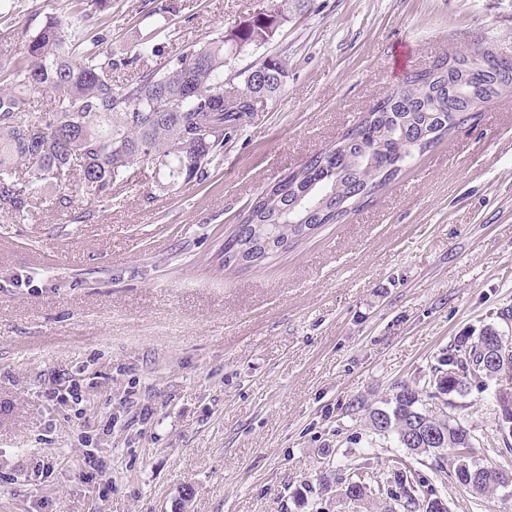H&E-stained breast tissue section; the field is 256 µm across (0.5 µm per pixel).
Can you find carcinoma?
<instances>
[{
	"label": "carcinoma",
	"mask_w": 512,
	"mask_h": 512,
	"mask_svg": "<svg viewBox=\"0 0 512 512\" xmlns=\"http://www.w3.org/2000/svg\"><path fill=\"white\" fill-rule=\"evenodd\" d=\"M109 0H81L65 22L47 16L34 32L28 27L0 33V209L21 222L33 207L38 186L55 189L52 206L83 204L73 219H92L97 207L112 201V182L131 167H151L171 182L202 179L191 167L201 153L224 152L255 112V103L282 86L285 63L275 56L244 68L246 77L261 70L268 82L224 104V67L229 51L260 48L287 21L288 12H306L311 0H281L273 9L254 12L230 33L202 46L186 48L163 65L122 85L112 71L122 64L107 39L88 35L85 20ZM151 35L135 57L156 56L165 30V7L154 11ZM474 65V52L459 51L430 69L411 71L403 84L378 101L336 142L298 169L267 185L240 214L224 241V268L237 258L251 268L286 251L325 224H338L333 209L342 202L355 213L410 165L450 133L475 119L492 98L512 93V71L490 65L469 80L461 70ZM49 90L52 110L38 112L31 95ZM512 364V347L493 329L458 336L423 384L404 383L387 402L372 408V433L394 438L415 456L432 459L427 469L396 458L369 474L370 463L339 468L320 478L324 492L354 495L365 512H448L444 486L435 476H453L471 494L484 495L509 477L469 463L464 449L469 429L449 415L446 396L467 392L484 378L479 368L488 351ZM504 448L512 451V412L498 420Z\"/></svg>",
	"instance_id": "1"
}]
</instances>
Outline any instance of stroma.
<instances>
[{"label":"stroma","instance_id":"obj_1","mask_svg":"<svg viewBox=\"0 0 512 512\" xmlns=\"http://www.w3.org/2000/svg\"><path fill=\"white\" fill-rule=\"evenodd\" d=\"M170 5L164 57L230 31L257 0H110L86 21L128 64L149 13ZM411 53L394 70L393 46ZM483 47L512 59V0H313L263 50L280 90L204 180L130 169L87 222L47 204L0 211V512H344L321 472L406 457L373 440L384 407L461 335L512 339V97L479 112L360 211L263 267L219 261L267 184L331 145L406 72ZM80 404L47 401L52 378ZM497 381L453 395L478 466L512 474ZM312 486L304 503L293 494ZM448 512H512V484L477 496L446 481Z\"/></svg>","mask_w":512,"mask_h":512}]
</instances>
